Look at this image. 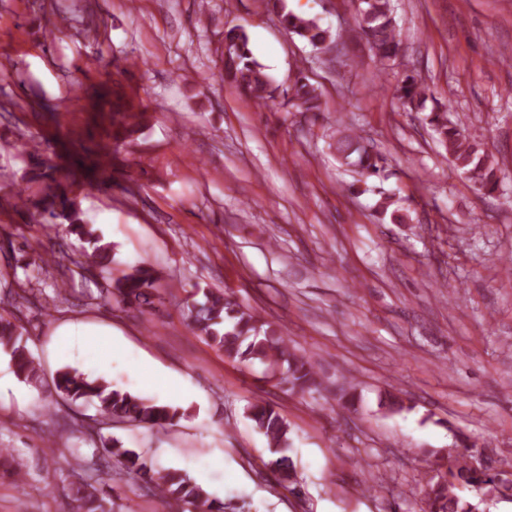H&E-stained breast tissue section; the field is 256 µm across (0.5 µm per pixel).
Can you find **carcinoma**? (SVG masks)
Segmentation results:
<instances>
[{"mask_svg":"<svg viewBox=\"0 0 512 512\" xmlns=\"http://www.w3.org/2000/svg\"><path fill=\"white\" fill-rule=\"evenodd\" d=\"M280 24L291 34L315 48H322L332 41L330 29L315 18L294 14L287 10L285 0H269ZM356 24L368 45L374 61L384 65L395 59L400 49L399 33L394 18L392 0H361ZM224 73L250 99L260 107L271 108L277 102V88L264 71V67L253 57L248 35L242 26H234L224 32ZM428 98L427 87L407 78L400 88L402 104L425 110ZM296 112L321 111L320 94L317 88L301 77L291 87V95L285 101ZM144 113L123 112L116 123L114 140L123 142L141 129ZM429 126L443 147L454 168L469 180L478 191L491 193L499 187V161L485 141L472 137L467 128L452 117L445 105L435 104L426 116ZM336 151L341 164L359 178L343 183L344 191L355 194L360 179L382 177L381 157L369 139L353 127H344L337 140ZM71 172L53 165L44 164L32 171L30 180L50 181L61 184L68 180ZM366 193L376 196L373 206L379 219L390 217L391 222L405 223L409 214L398 206L395 194L377 186H366ZM37 224H66L78 235L87 247L86 264L105 269L111 262L114 246L104 241L102 233L89 223L85 213L66 189L46 195L41 207L33 214ZM157 276L143 266H134L115 280L112 295L121 302L144 312L153 307ZM188 327L204 337L213 346L222 350L224 356L240 363L260 362L267 365L271 375L286 367L282 381L293 393H310L320 386L319 372L313 359L299 354L288 346L283 331L265 321L252 309L241 304L227 292H203V298L188 304ZM0 352L10 357L13 371L18 379L34 387L42 386L41 368L26 348L23 327L0 314ZM54 386L61 399L70 405L96 403L99 424L127 421L149 427H165L185 415V410L172 404L158 403L129 391L112 388L102 378L89 379L83 374L64 367L57 371ZM358 396L355 384L345 380L338 399L343 409L355 407ZM249 419L255 429L263 434L269 444L273 458L269 467L278 479L295 484V468L286 455L289 441V425L284 417L271 405L255 402L249 408ZM105 455L115 458L125 472L153 488L167 503L185 504L192 512H224V502L211 497L204 486L186 472L175 469L154 470L134 450L117 440L103 448ZM97 463L87 464L82 472L74 474L72 483L74 512H111L107 503L90 482L92 475L99 474ZM463 487L480 489L503 500L512 498V486L494 481V476L471 467L465 456H456L447 466L444 475L432 477L425 492V512H473L479 508L472 498L460 493Z\"/></svg>","mask_w":512,"mask_h":512,"instance_id":"cac0c4a2","label":"carcinoma"}]
</instances>
